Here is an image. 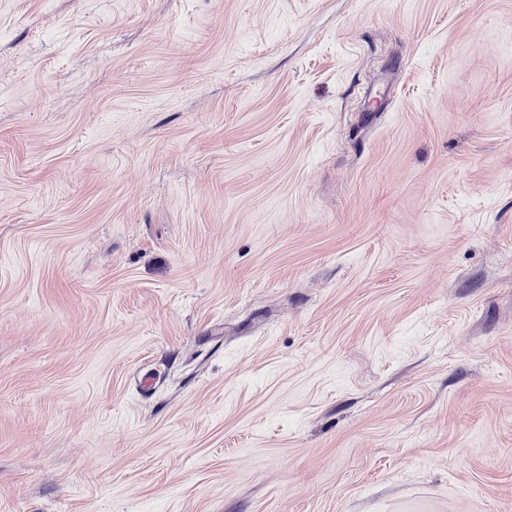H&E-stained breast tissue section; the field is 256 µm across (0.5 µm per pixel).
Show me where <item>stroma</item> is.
<instances>
[{
	"label": "stroma",
	"instance_id": "stroma-1",
	"mask_svg": "<svg viewBox=\"0 0 512 512\" xmlns=\"http://www.w3.org/2000/svg\"><path fill=\"white\" fill-rule=\"evenodd\" d=\"M0 512H512V0H0Z\"/></svg>",
	"mask_w": 512,
	"mask_h": 512
}]
</instances>
